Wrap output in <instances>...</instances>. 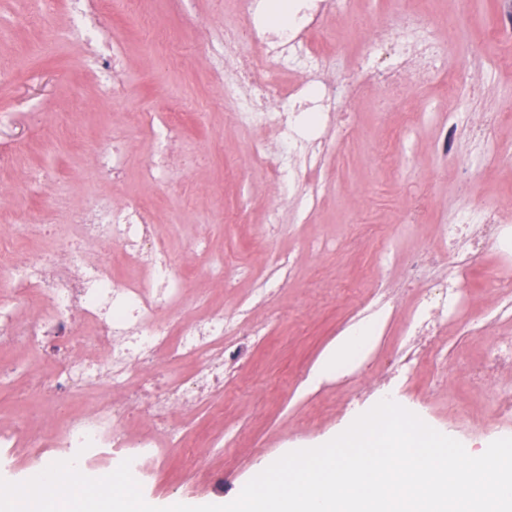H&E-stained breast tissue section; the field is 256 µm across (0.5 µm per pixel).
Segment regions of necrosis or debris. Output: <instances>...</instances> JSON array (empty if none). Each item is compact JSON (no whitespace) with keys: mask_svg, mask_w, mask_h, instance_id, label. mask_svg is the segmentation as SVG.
I'll use <instances>...</instances> for the list:
<instances>
[{"mask_svg":"<svg viewBox=\"0 0 512 512\" xmlns=\"http://www.w3.org/2000/svg\"><path fill=\"white\" fill-rule=\"evenodd\" d=\"M289 2L287 23L269 28L255 15L270 10L274 0H240L242 18L225 34V68L231 77L224 83V99L233 105L241 127L255 134L253 160L268 167L283 196L304 198L303 212L310 217L325 190L321 182H309L308 172L323 166L334 151L336 140L326 135L327 125L347 121L325 73L341 69L356 94L382 79L399 101L415 76L455 89L452 59L459 22L449 19L450 37L441 42L428 15L416 8L399 7L375 21L355 14L356 0ZM68 3L73 17L69 37L100 44L95 67L105 77L116 73L120 57L100 35L93 0ZM344 12L355 14L356 30L368 28L372 35L358 57L342 66L336 54L310 36L324 15ZM286 70L305 74V83L284 89L279 76ZM279 224L275 206L260 230L271 259L254 280L249 301L234 316L217 312L175 317L165 324L156 315L182 303L186 282L174 273L146 204L116 208L111 198L98 196L68 223L25 225L26 235L56 240L49 254L27 262L17 258L10 241L0 238V279L12 287L8 298H0V349L22 348L56 363L50 372L0 365V385L23 382L62 410L86 392L103 394L68 416L58 435L34 428L27 417L0 425V447L13 448L25 440L34 464L56 448L63 460H75L80 471L98 478L125 460L132 473L147 477L164 448L188 447L189 436L175 422V412L208 403L215 388L232 383L277 321L273 314L259 321L253 313L273 306L294 277L289 252L276 242ZM440 236L448 243L450 272L423 295L398 358L402 367L418 364L427 349L425 336L469 307L470 275L486 246L512 256V210L493 203L466 207L441 225ZM99 243L118 246L117 260L127 267L126 277H113V260L90 258L89 247ZM30 298L41 299L44 310L34 322L18 325L12 312ZM115 390L123 392V399L112 398Z\"/></svg>","mask_w":512,"mask_h":512,"instance_id":"1","label":"necrosis or debris"}]
</instances>
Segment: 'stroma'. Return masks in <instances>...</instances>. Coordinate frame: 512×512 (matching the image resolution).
Wrapping results in <instances>:
<instances>
[{
  "label": "stroma",
  "instance_id": "obj_1",
  "mask_svg": "<svg viewBox=\"0 0 512 512\" xmlns=\"http://www.w3.org/2000/svg\"><path fill=\"white\" fill-rule=\"evenodd\" d=\"M136 8L163 37L156 53L145 51L125 0H108L96 15L105 37L122 51L118 75L125 93L116 99L89 67L95 46L56 39V32L70 24L65 0H0V114L8 116L0 124V237L14 239L28 260L44 244L25 237L26 224L66 223L68 211L87 208L96 194L111 197L116 206L151 200L156 234L176 274L189 285L185 317L214 309L229 316L268 263L257 224L268 206L280 202L277 184L246 152L250 131L229 118L224 102L220 47L224 26L234 19L233 4L137 0ZM510 50L512 35H505L483 43L481 60L460 55L458 70L467 79L453 100L445 84L413 82L410 103L426 107L432 119L405 142L398 165L380 159L376 142L378 114L396 112L395 102L378 87L353 97L340 72L328 74L357 127L349 139L337 141L320 172L332 192L312 223H296L297 201L280 202L278 244L291 251L296 276L276 301L279 320L235 382L214 394L211 406L183 411L199 439L202 462L192 468L179 449L163 453L143 495L148 504L231 502L261 464L329 442L374 407L376 387L385 376L391 377L402 407L466 450L512 437V421L490 412V392L467 382L483 356L512 339V323L476 336L469 334L467 320L445 324L435 351L418 367L392 373L414 295L439 272L428 267L407 284L405 256L424 248L437 256L447 253L436 226L473 200L489 198L512 207V160L481 170L462 132L455 151L465 162L449 178L436 149L440 123L461 110L501 113L496 137L512 141V68L495 65ZM175 96L193 104L198 114L187 118L178 138L166 146L170 179L148 185L141 171L150 160L151 133L128 126L127 115L147 113L160 123ZM110 132L122 134L125 153V175L115 184L93 176L91 146ZM383 247L392 255L383 285L395 289L396 297L370 354L335 379L309 385L308 375L336 338L367 321L364 289ZM218 257L224 260L223 278H205ZM452 399L463 401L483 430L457 425L448 413Z\"/></svg>",
  "mask_w": 512,
  "mask_h": 512
}]
</instances>
